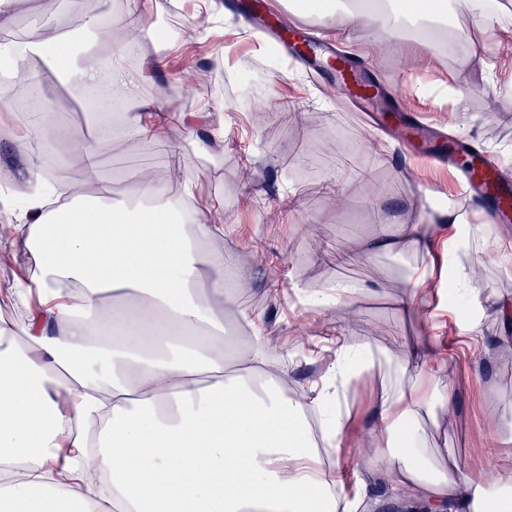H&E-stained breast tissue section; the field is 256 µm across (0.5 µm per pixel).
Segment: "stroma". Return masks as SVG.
I'll return each instance as SVG.
<instances>
[{"mask_svg":"<svg viewBox=\"0 0 512 512\" xmlns=\"http://www.w3.org/2000/svg\"><path fill=\"white\" fill-rule=\"evenodd\" d=\"M87 14L72 12L61 0L48 12L44 0L19 5L12 28L18 32L45 29L51 35L76 37V56L88 43L82 35ZM147 21L167 30L168 40L151 42L149 52L167 56L169 76L145 82L153 99L167 112L169 141H114L99 155L97 188L113 204L137 199L138 172L157 170L162 179L196 173L193 193L198 205L224 212V221L241 225L208 248L232 247L241 267L251 265L254 247H261L268 264L247 291L230 289L262 316L268 342L284 352L295 388H307L322 365L312 346L299 347L296 333L318 335L323 325L340 328L355 345L373 349L416 334L444 339L448 359L447 383L455 393V412L444 431L430 433L431 447L447 450L462 465L463 476L474 466L506 469V462L489 458L491 423L512 413V344L505 342L502 318L495 310L512 305V263L492 260L488 240L500 235L512 241L511 224H493L475 208L462 204L448 172L433 165L406 164L398 143L386 139L380 153L364 148L376 136L360 113L341 104L335 92L315 84L300 67L287 64L259 34H236V17L208 15L201 0H151ZM480 44L475 54H463L468 42ZM339 44L344 51L365 57L373 78L386 87H400L408 105H416V83L434 93L427 116L451 133L473 141L494 155L512 178V72L486 66L494 55L512 54L495 29L474 28L465 11L455 10L447 22H420L390 33L383 19L349 22ZM223 64H214V57ZM261 68L259 91L237 83L239 71ZM51 95L67 118L59 130L78 129L91 138L94 120L74 96L67 79H48ZM222 108L224 122L202 131L183 127L186 112ZM220 138L224 152L213 160L200 157L192 146L196 137ZM298 197L295 211L279 215L281 196ZM458 203L469 224L486 227V238L472 239L464 251L436 249L415 257L379 251L370 257L348 252L352 238L369 239L390 232L398 212L440 221L432 201ZM483 267L475 284L484 311L473 320L470 304L450 290L431 292L421 320L398 312L395 300L425 269L447 280L460 266ZM341 280L374 282V292L357 296L351 306H313L302 301L308 288ZM281 284L270 295L269 282ZM479 326L482 340L472 343L468 329Z\"/></svg>","mask_w":512,"mask_h":512,"instance_id":"stroma-1","label":"stroma"}]
</instances>
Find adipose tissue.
I'll return each mask as SVG.
<instances>
[{"label": "adipose tissue", "mask_w": 512, "mask_h": 512, "mask_svg": "<svg viewBox=\"0 0 512 512\" xmlns=\"http://www.w3.org/2000/svg\"><path fill=\"white\" fill-rule=\"evenodd\" d=\"M147 11L145 0H127L109 19L125 41L77 67L65 37L0 45V61L20 58L35 77L53 69L75 96L99 99L97 137H67L86 169L82 183L66 185L64 204L40 190L44 150L59 135L55 113L25 122L26 153L0 147L24 200L0 226V249L25 257L10 285L24 318L0 317V512H376L374 481L388 487L393 512H512L511 470L488 485L463 479L456 459L428 445L425 421L441 425L455 403L434 339L383 352L385 362L425 372L429 387H381L357 441L360 467L346 469L323 459L311 420L343 444L347 395L357 374L374 371L372 355L337 340L325 373L288 397L289 373L261 317L226 294L248 285L235 253L201 251L223 235V213L195 207L186 220L179 211L194 174L161 191L156 173L141 170L147 202L132 209L91 194L102 147L168 137L167 112L123 63L134 55L141 70L169 69L165 56L141 54L153 35ZM435 238L423 221L401 219L387 237L350 249L416 254ZM219 302L234 308L240 333L215 316ZM90 469L107 485L86 481ZM62 472L70 484L58 482Z\"/></svg>", "instance_id": "ef3b65f1"}]
</instances>
